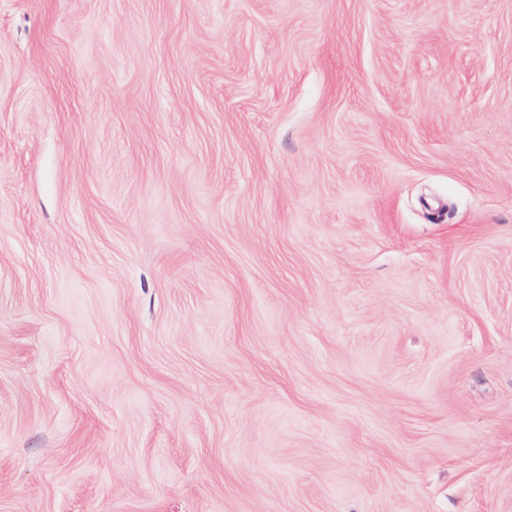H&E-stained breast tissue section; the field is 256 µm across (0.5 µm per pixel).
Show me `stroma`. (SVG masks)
<instances>
[{"label": "stroma", "instance_id": "35a3bbf8", "mask_svg": "<svg viewBox=\"0 0 512 512\" xmlns=\"http://www.w3.org/2000/svg\"><path fill=\"white\" fill-rule=\"evenodd\" d=\"M0 512H512V0H0Z\"/></svg>", "mask_w": 512, "mask_h": 512}]
</instances>
